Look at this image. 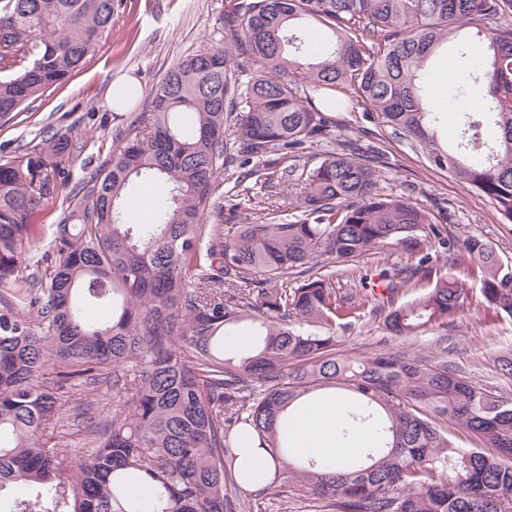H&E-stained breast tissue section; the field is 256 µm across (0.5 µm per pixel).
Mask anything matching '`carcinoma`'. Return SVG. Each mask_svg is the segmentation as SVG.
I'll list each match as a JSON object with an SVG mask.
<instances>
[{
    "label": "carcinoma",
    "instance_id": "1",
    "mask_svg": "<svg viewBox=\"0 0 512 512\" xmlns=\"http://www.w3.org/2000/svg\"><path fill=\"white\" fill-rule=\"evenodd\" d=\"M113 15L114 0H0V119L81 68ZM467 27L485 47L477 62ZM224 34V48L167 71L147 124L66 194L42 254L40 212L85 142L57 131L0 162V512H234L233 449L256 440L294 482L277 492L280 512L302 500L320 512H512L511 395L443 357L347 354L329 332L352 327L365 304L337 294L332 268L389 240L423 254L374 306L394 336L463 312L468 293L447 266L479 279L480 303L512 319V268L476 235L458 249L442 241L430 260L415 236L429 213L382 193L380 156L351 142L298 177L285 165L332 141L327 113L351 90L511 221L512 0H238ZM448 45L464 63L449 92L468 103L451 146L426 101L427 63ZM255 158L249 175L283 196L297 181L302 191L290 218L277 206L226 233L224 170ZM146 182L158 194L143 222L131 206ZM403 288L415 295L397 305ZM247 321L248 346L224 347ZM493 363L512 377V348ZM103 387L112 421L86 433L92 451L72 463L48 430L63 422L67 389ZM332 389L347 403L340 437L372 434L336 467L293 456L285 416ZM450 424L483 446L456 447Z\"/></svg>",
    "mask_w": 512,
    "mask_h": 512
}]
</instances>
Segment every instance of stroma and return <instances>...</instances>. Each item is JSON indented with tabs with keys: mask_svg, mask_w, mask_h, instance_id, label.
<instances>
[{
	"mask_svg": "<svg viewBox=\"0 0 512 512\" xmlns=\"http://www.w3.org/2000/svg\"><path fill=\"white\" fill-rule=\"evenodd\" d=\"M226 0H116L111 31L85 66L63 85L46 91L27 107L26 119L0 122V161L13 159L40 144L43 136L69 131L85 140L86 148L71 169L69 183L88 180L110 158L117 138L149 112V96L167 70L184 57L224 44ZM135 83L140 95L123 111L106 103L114 86ZM337 143L353 142L360 153H382L379 186L386 194H406L424 207L431 222L419 238L438 250L445 237L464 240L477 234L489 242L503 263L512 262V221L494 204L451 174L432 169L411 141L395 135L381 115L361 105L331 113ZM224 229L232 231L246 218L263 214L271 188L256 183L244 168L233 165L224 174ZM417 258L400 243L390 241L358 260L364 284L341 282L344 292L383 289ZM340 348L353 355L375 352L448 357L479 384L512 393V380L502 377L489 361L496 349L512 347V319L472 303L446 326L433 324L416 337L386 333L382 316L365 315L350 329H337Z\"/></svg>",
	"mask_w": 512,
	"mask_h": 512,
	"instance_id": "35a3bbf8",
	"label": "stroma"
}]
</instances>
